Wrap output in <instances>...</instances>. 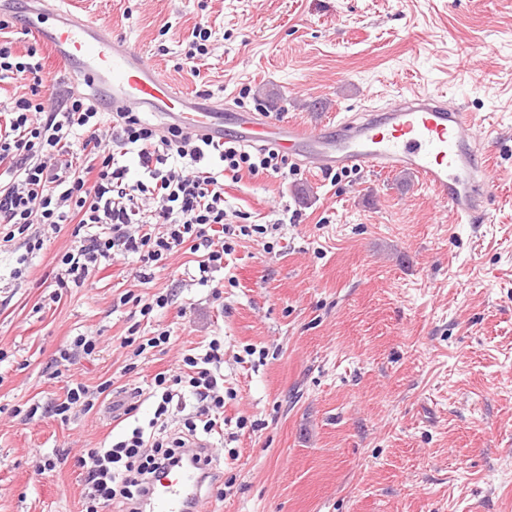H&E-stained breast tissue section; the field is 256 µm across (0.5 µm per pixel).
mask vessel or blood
Here are the masks:
<instances>
[{
    "label": "vessel or blood",
    "mask_w": 512,
    "mask_h": 512,
    "mask_svg": "<svg viewBox=\"0 0 512 512\" xmlns=\"http://www.w3.org/2000/svg\"><path fill=\"white\" fill-rule=\"evenodd\" d=\"M67 0H46L24 21L50 55L75 65L108 109L138 108L169 116L188 133L220 141L224 105L196 103L165 79L131 42L98 19L82 20ZM470 115L439 95L412 96L329 125L277 124L249 115L240 119L239 140L267 144L322 172L356 170L418 174L436 199L464 224L487 220L491 191L488 159L466 131ZM203 481L188 465L160 476L141 500L142 512H200Z\"/></svg>",
    "instance_id": "1"
}]
</instances>
